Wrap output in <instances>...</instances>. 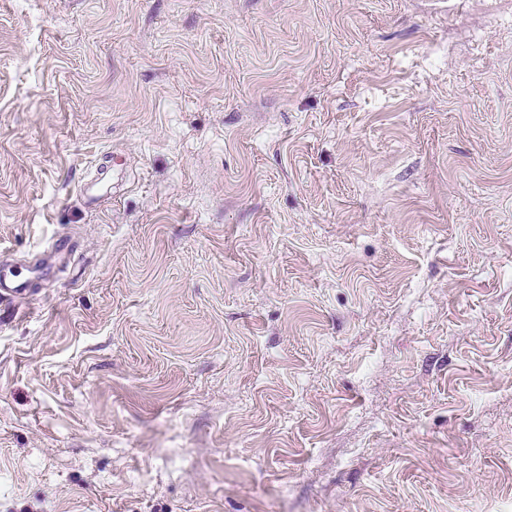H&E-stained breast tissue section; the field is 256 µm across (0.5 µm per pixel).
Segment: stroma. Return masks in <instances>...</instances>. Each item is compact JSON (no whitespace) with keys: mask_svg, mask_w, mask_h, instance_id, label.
Segmentation results:
<instances>
[{"mask_svg":"<svg viewBox=\"0 0 512 512\" xmlns=\"http://www.w3.org/2000/svg\"><path fill=\"white\" fill-rule=\"evenodd\" d=\"M0 512H512V0H0Z\"/></svg>","mask_w":512,"mask_h":512,"instance_id":"35a3bbf8","label":"stroma"}]
</instances>
